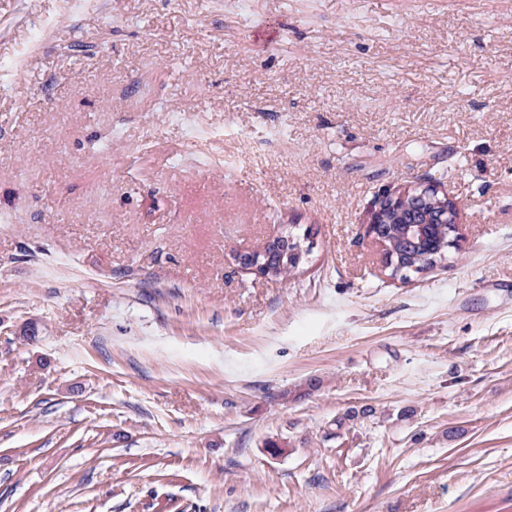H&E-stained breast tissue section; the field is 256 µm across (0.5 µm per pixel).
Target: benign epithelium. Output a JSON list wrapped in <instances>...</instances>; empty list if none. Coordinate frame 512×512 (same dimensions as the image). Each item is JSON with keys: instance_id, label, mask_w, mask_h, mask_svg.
<instances>
[{"instance_id": "1", "label": "benign epithelium", "mask_w": 512, "mask_h": 512, "mask_svg": "<svg viewBox=\"0 0 512 512\" xmlns=\"http://www.w3.org/2000/svg\"><path fill=\"white\" fill-rule=\"evenodd\" d=\"M407 225L405 239L415 244L426 224L448 225V246L456 245L459 238L460 207L449 195L441 192L437 180L427 179L403 190L382 196L375 205L371 228L394 221ZM273 252L283 259L295 252L292 237L278 234L270 240ZM241 267L261 277L270 274L269 259L258 254H245L238 258Z\"/></svg>"}]
</instances>
